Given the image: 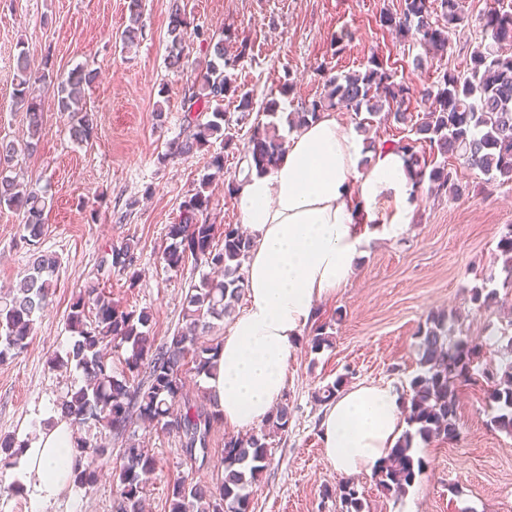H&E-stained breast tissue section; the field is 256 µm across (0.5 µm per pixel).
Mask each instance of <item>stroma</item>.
<instances>
[{"label":"stroma","instance_id":"obj_1","mask_svg":"<svg viewBox=\"0 0 512 512\" xmlns=\"http://www.w3.org/2000/svg\"><path fill=\"white\" fill-rule=\"evenodd\" d=\"M401 0H184L192 24L210 34L227 30L248 41L253 59L235 76L255 100L279 98L292 112L298 102L318 96L323 85L317 66L331 74L360 70L371 55L415 89L431 84L446 69H462L465 41L480 37V19L496 0H463L467 27L451 35L446 58L415 68L410 39L383 27L381 12L396 11ZM128 0H0V140L27 136L23 113L13 104L15 58L27 49L35 66L57 74L78 65L98 73L83 103L97 117L94 138L72 141L69 119L58 112L52 92H42L43 125L37 151L19 157L13 173L46 186L52 198L48 229L38 246L27 245L18 215L0 210V289L14 287L33 249L55 254L60 265L55 293L36 323L28 348L0 364V436L30 442L56 414L58 400L81 384L75 369H58L70 347L67 314L73 297L97 284L113 301L152 315L151 334L162 344L182 322L190 283L204 269L186 264L168 270L160 260L166 231L179 205L207 171L213 153L223 152L224 174L210 190L217 224L239 221L227 186L242 173L241 143L265 114L242 116L235 102L224 104L225 124L236 142H221L190 158H165L167 144L183 129L184 95L192 69L177 74L166 66L169 0H143V30L137 47L125 51L119 35L128 23ZM347 34L346 49L334 54L330 40ZM294 90L280 97L283 77ZM163 106L164 119L154 110ZM452 167L466 185L463 198L419 193L407 227L398 236L370 240L354 264L349 283L320 303L298 338L288 363L283 402L291 412L288 429L268 441L270 460L251 487L250 512H341L338 497H325L342 479L323 454L320 423L325 411L314 399L320 387L345 376L348 386L376 383L405 392L417 373V331L429 313L455 316L454 335L486 341L512 338V291L507 303L488 311L470 300L474 287L498 290L489 280L499 269L497 249L512 225V185L488 181L461 162ZM138 244L139 281L129 288L122 271L102 269L109 246ZM330 325L332 344L312 351L314 325ZM496 406L485 390L461 387L455 440L416 442L426 462L423 474L400 497L384 492L375 474L354 475L364 512H512V435L496 430ZM235 431L217 424L209 462L192 470L176 433L137 425L136 439L157 461L144 487L146 512H168L173 481L190 472L204 483L224 471V441ZM124 440L113 439L97 460L98 479L87 490L65 485L56 500L36 506L29 493L16 494L0 466V512H112L117 486L112 470Z\"/></svg>","mask_w":512,"mask_h":512}]
</instances>
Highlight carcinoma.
<instances>
[{"instance_id": "cac0c4a2", "label": "carcinoma", "mask_w": 512, "mask_h": 512, "mask_svg": "<svg viewBox=\"0 0 512 512\" xmlns=\"http://www.w3.org/2000/svg\"><path fill=\"white\" fill-rule=\"evenodd\" d=\"M128 25L120 35L125 47L142 36V0H129ZM381 25L412 39V45L424 51L416 56V66L426 58L448 54L449 33L466 26L460 0H402L400 10L380 15ZM190 22L182 0H170L166 61L175 72L184 69V44ZM482 30L491 42H479L469 53L464 72L446 70L438 81L417 92L377 55L368 58L364 69L343 76H331L317 67L324 93L297 104V112L286 121L300 127L319 119L330 110H346L355 115L365 112L358 129L394 120L411 124L413 137L387 144L365 138V149L377 152L387 147L406 158L413 185L424 184L458 199L466 187L454 175L448 161L476 167L500 185L512 182V7L489 9L482 16ZM232 34L203 38L205 56L197 72L184 108L186 125L169 142L164 157H189L201 147L219 140L228 148L233 137L224 133V101L238 102L243 113L253 110L250 92L236 84L234 71L249 57L251 48L243 40L233 52L224 47ZM97 79V72L83 66L62 77L31 70L29 54L19 51L13 98L17 111L24 113L29 140L21 143L0 141V210L21 215L23 240L36 245L46 232V210L50 197L37 183L21 181L10 175L13 163L22 154L37 151L42 125V103L33 95V85L40 84L53 93L58 110L70 119L74 141H89L96 129L94 113L80 106L84 89ZM419 93L430 101L418 121L407 112L406 104ZM285 141L272 122L257 123L242 148L250 167L263 173L284 157ZM209 167L193 193L179 206L178 222L168 226L170 243L161 253L167 269L178 272L187 262L208 266L215 276H203L190 285L182 321L167 341L157 346L149 331L152 315L146 310L128 309L112 301L105 292L90 285L74 298L68 313L73 340L61 367L74 365L83 377V385L68 392L57 404L60 419L72 426L91 424L109 435L122 438L130 434L135 421L179 434L182 451L190 462L196 453L207 459L210 435L222 417L212 403L196 402L184 394L186 375L212 374L217 365L221 342L199 343L215 328V322L230 315L244 288L242 267L248 259L251 241L233 224L218 231L209 220L212 181L224 175V154L211 157ZM135 245L124 242L107 252L108 268L129 272V287L138 283ZM504 273L503 287L512 288V228L498 242ZM57 257L36 252L29 273L19 285L0 295V363L22 353L35 333L37 316L48 303L53 287ZM497 293L474 288L471 301L480 310L496 303ZM452 317L443 312L428 315L418 330L419 371L410 380L403 398L406 429L378 469L379 485L395 497L402 496L424 470L422 458L414 455L415 438L430 442L439 437L452 440L458 436L457 384H487L488 398L496 404L492 425L512 434V339L499 358L474 373V360L484 356V345L458 339L450 341ZM126 349L125 370L112 366V352ZM140 376L137 384L130 376ZM288 405H279L268 419V430L224 441V476L207 485L187 474L171 487L169 512H249L248 487L255 483L268 463L269 432L288 430ZM23 446L11 437L0 438V462L11 465ZM75 464L70 482L77 488L92 486L97 480L95 462L107 452L79 438L73 449ZM156 461L148 449L132 439L120 449L114 477L119 482L113 500V512H142L144 477L155 470ZM345 512H364V504L354 484L341 481L336 486Z\"/></svg>"}]
</instances>
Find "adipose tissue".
I'll return each mask as SVG.
<instances>
[{"mask_svg": "<svg viewBox=\"0 0 512 512\" xmlns=\"http://www.w3.org/2000/svg\"><path fill=\"white\" fill-rule=\"evenodd\" d=\"M272 170L244 171L234 205L253 239L246 262L247 304L224 336L206 388L226 425L245 431L268 420L287 382L288 361L318 302L345 286L367 239L408 223L413 184L401 153L363 161L357 133L327 112L292 132ZM324 455L344 476L379 467L401 436L398 392L357 385L321 422ZM72 430L59 422L19 457L36 504L54 499L71 472Z\"/></svg>", "mask_w": 512, "mask_h": 512, "instance_id": "ef3b65f1", "label": "adipose tissue"}]
</instances>
